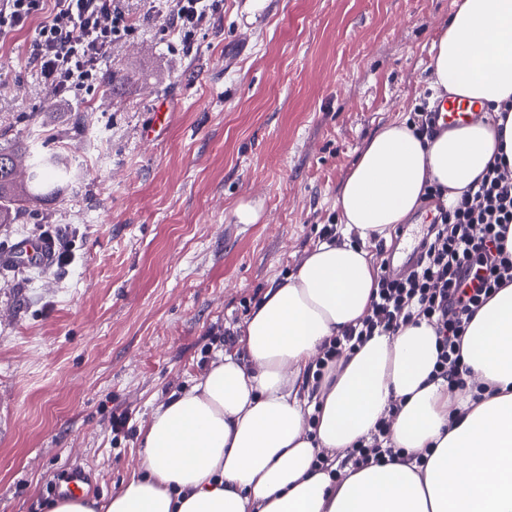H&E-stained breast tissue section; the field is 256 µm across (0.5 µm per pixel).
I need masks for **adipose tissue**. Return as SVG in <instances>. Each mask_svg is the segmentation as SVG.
Returning <instances> with one entry per match:
<instances>
[{"label": "adipose tissue", "mask_w": 512, "mask_h": 512, "mask_svg": "<svg viewBox=\"0 0 512 512\" xmlns=\"http://www.w3.org/2000/svg\"><path fill=\"white\" fill-rule=\"evenodd\" d=\"M429 67L434 89L481 117L429 137L406 120L375 131L336 196L340 237L273 282L237 350L154 411L141 471L101 504L65 497L50 512H512V284L466 329L462 387L433 377L422 317L314 376L324 344L371 311L373 245L431 189L451 205L495 163L512 174V0H453ZM384 417L399 457L321 468Z\"/></svg>", "instance_id": "adipose-tissue-1"}]
</instances>
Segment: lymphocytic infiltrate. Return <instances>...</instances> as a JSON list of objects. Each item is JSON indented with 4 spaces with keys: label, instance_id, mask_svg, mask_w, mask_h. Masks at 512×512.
Listing matches in <instances>:
<instances>
[{
    "label": "lymphocytic infiltrate",
    "instance_id": "f902f5d3",
    "mask_svg": "<svg viewBox=\"0 0 512 512\" xmlns=\"http://www.w3.org/2000/svg\"><path fill=\"white\" fill-rule=\"evenodd\" d=\"M223 6V0H172L165 22L189 49ZM34 19L40 25L29 60L57 94L96 83L113 43L132 29L118 0H0L1 39ZM511 226L512 177L493 166L456 205L438 206L407 276L379 274L370 314L330 340L317 369L374 333L396 331L405 310L414 307L436 328V376L449 387L463 385L460 345L466 328L492 294L512 282V254L504 247Z\"/></svg>",
    "mask_w": 512,
    "mask_h": 512
}]
</instances>
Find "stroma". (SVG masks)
Segmentation results:
<instances>
[{
  "mask_svg": "<svg viewBox=\"0 0 512 512\" xmlns=\"http://www.w3.org/2000/svg\"><path fill=\"white\" fill-rule=\"evenodd\" d=\"M121 6L136 30L62 96L29 61L34 26L0 43V144L72 163L55 199L0 224L1 246L57 228L70 242L65 263L0 271V512H49L79 470L84 495L111 496L140 465L154 410L335 223L365 141L428 105L453 0H224L189 51L151 0ZM161 99L170 120L146 135ZM243 203L257 223H239ZM435 206L378 260L419 241Z\"/></svg>",
  "mask_w": 512,
  "mask_h": 512,
  "instance_id": "1",
  "label": "stroma"
}]
</instances>
